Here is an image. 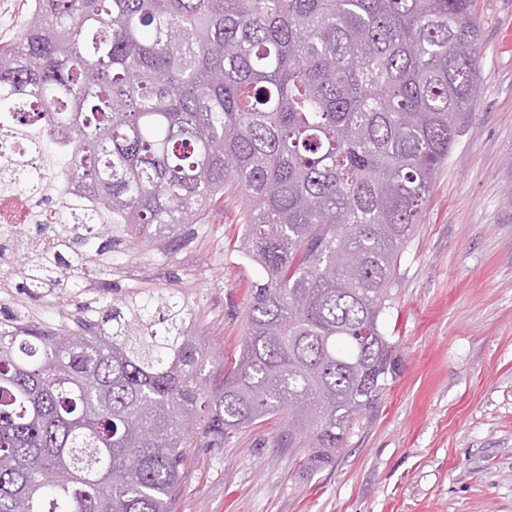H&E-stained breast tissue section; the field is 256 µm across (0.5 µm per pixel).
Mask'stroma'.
Wrapping results in <instances>:
<instances>
[{
  "label": "stroma",
  "instance_id": "obj_1",
  "mask_svg": "<svg viewBox=\"0 0 512 512\" xmlns=\"http://www.w3.org/2000/svg\"><path fill=\"white\" fill-rule=\"evenodd\" d=\"M480 67L460 133L396 268L383 329L398 361L330 466L281 448L276 417L188 449L170 512H512V0H476ZM229 196L177 239L101 233L114 299L173 293L210 369L237 358L262 268Z\"/></svg>",
  "mask_w": 512,
  "mask_h": 512
}]
</instances>
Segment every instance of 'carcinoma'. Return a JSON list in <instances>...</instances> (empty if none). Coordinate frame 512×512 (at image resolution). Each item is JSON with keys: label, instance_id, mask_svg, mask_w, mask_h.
Returning a JSON list of instances; mask_svg holds the SVG:
<instances>
[{"label": "carcinoma", "instance_id": "carcinoma-1", "mask_svg": "<svg viewBox=\"0 0 512 512\" xmlns=\"http://www.w3.org/2000/svg\"><path fill=\"white\" fill-rule=\"evenodd\" d=\"M475 0H34L0 49V112L39 125L64 180L133 238L177 237L245 202L252 288L238 359L206 349L174 295L90 327H0V512H169L193 437L279 416L320 470L395 374L382 317L474 90ZM27 258L51 294L92 224Z\"/></svg>", "mask_w": 512, "mask_h": 512}]
</instances>
